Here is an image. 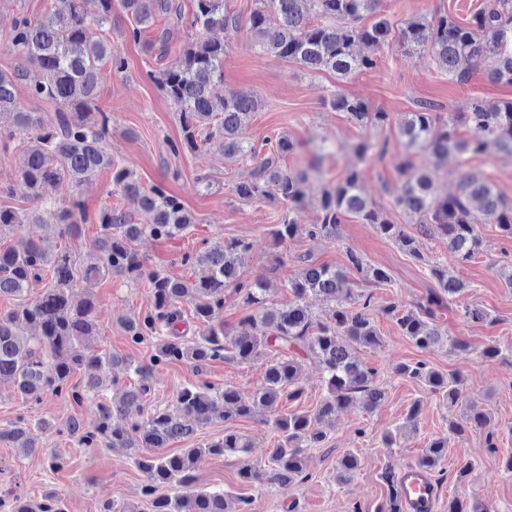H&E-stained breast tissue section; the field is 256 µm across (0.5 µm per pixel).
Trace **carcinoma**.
<instances>
[{
  "label": "carcinoma",
  "instance_id": "1",
  "mask_svg": "<svg viewBox=\"0 0 512 512\" xmlns=\"http://www.w3.org/2000/svg\"><path fill=\"white\" fill-rule=\"evenodd\" d=\"M98 14L89 18L87 0H66L67 8L45 18L24 12L12 16L7 46L20 59L13 72L0 71V145L8 148L15 138L26 141L19 175L30 190L35 206L16 210L0 207V235L24 224L42 223L41 207L51 202L47 189L63 185L69 199L58 208L53 224L44 225L37 239L22 240L16 247L0 248V297L17 300L15 308L0 313V381L12 383L15 393L26 402H37L52 391L75 401L98 400V421L94 430L81 435L87 448L103 444L126 448L135 467L144 474L140 495L153 512H229L224 491L190 490L200 457L244 455L250 448L246 435L232 422L268 414L265 423L279 434L264 463L243 461L238 470L244 483L286 484L303 478L305 451L322 448L333 427L336 412L355 400L371 412L385 400L384 389L376 383L377 371L353 354L357 347L379 345L380 334L371 319L373 294L354 295L346 272L326 265H305L287 281L295 301L284 308L268 306L266 288L241 277L250 246L238 238L215 240L198 255H186L185 265L193 276L183 279L151 268L132 248L142 237L168 240L182 235L196 217L182 200L167 191L162 182L145 185L142 180L112 158L107 149L110 117L98 106L103 66L122 73L128 62L121 50L103 34L105 27L124 23L121 32L127 42L142 45L163 60L169 52L174 31L194 30L179 50L177 67L147 72L157 89L179 112L182 138L171 144L173 152H200L216 140L228 162L245 157L260 158L249 178L235 186L242 200L272 196L288 204V211L300 208L308 175L293 174L279 161L294 149L283 135H273L256 145L246 137L250 116L261 100L250 94L217 95L213 85L224 80L226 46L207 33L214 28H238L239 20L228 8V0H96ZM119 3L121 15L113 10ZM249 16V29L261 37L262 52L296 62L310 71H331L343 79L372 71L380 63L377 52L388 41L391 22L378 16L382 0H256ZM398 36L403 47L420 52L436 68L464 83L482 70L489 80L512 84V0H485L468 21L441 12L413 16L400 23ZM364 44L374 52L361 55L354 47ZM27 82L31 97L56 105L53 112H31L15 94L16 85ZM330 107L347 113L362 127L381 128L389 113L372 110L363 100L332 95ZM459 121L470 135L460 138L451 127ZM397 132L406 153L397 162L404 176L398 205L416 217L411 229L392 224L360 190V174L346 169L334 184H322L320 212L313 224L296 219L276 225L272 234L278 244L306 234L311 238L336 240L340 224L356 218L376 226L384 237L397 243L409 256L421 260L420 239L440 235L448 239V251L465 263L482 250L476 233L478 224H495L501 236L512 239V203L498 192L491 177L468 170L462 173L455 194L440 195L432 176L418 170L413 162L417 150H428L439 161L450 155L485 153L490 149L512 157V101L487 107L478 100L444 120L441 109L425 104L397 122ZM360 159H384L387 142L362 139L355 146ZM108 170L113 192L122 207L100 210V236L96 250L85 256L56 249V240L81 234L83 191L94 176ZM351 269L375 285L391 282L387 271L347 253ZM49 273L51 284L33 301L24 298L29 283ZM437 282L425 304L406 306L393 302L383 308L400 333L421 351L448 346L455 353L468 351L467 344L448 335L440 322L445 300L466 288L448 275V269L430 265ZM112 275L149 285L150 309L125 323L129 342H155L146 363L99 353L88 345L96 335L95 302L92 296L73 302L69 288L80 280L93 287ZM231 288L251 309L243 320L244 329L228 331L215 320L224 308V289ZM316 295L330 304L325 319L313 316L306 304ZM191 305L185 310L183 303ZM314 357L324 372L326 394L312 413L282 414L279 408L301 396V363L297 351ZM268 356L263 383L244 391L226 384L216 388L194 382L177 390L171 407L146 409L152 374L170 363L192 360L199 368L224 359L239 363ZM125 366L138 377L118 400L99 398L106 383L115 386L116 368ZM81 381L71 383L75 373ZM397 376L418 382L448 398L455 407L465 400L463 380L443 374L419 360L395 368ZM224 404V437L175 454L163 452L175 441L191 442L200 428L213 419L217 403ZM487 413L471 409L464 420L450 424L454 436L481 431ZM0 440L25 455L37 451L25 419L17 418L0 429ZM448 453V436L433 440L420 464L435 467ZM10 512H68L64 499L50 492L33 505L24 498L12 499ZM448 512H495L482 503L462 500L448 502Z\"/></svg>",
  "mask_w": 512,
  "mask_h": 512
}]
</instances>
